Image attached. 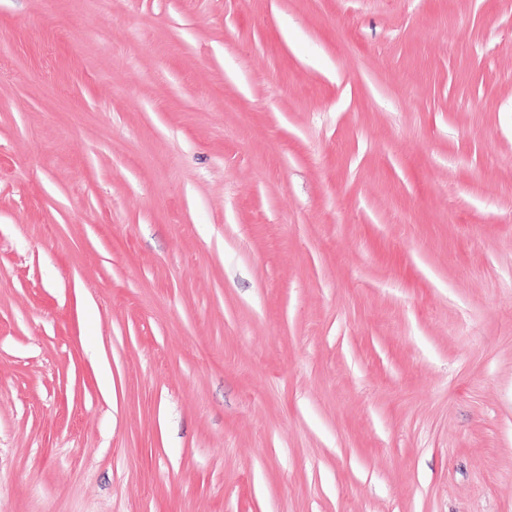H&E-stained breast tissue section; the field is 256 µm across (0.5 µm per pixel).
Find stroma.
<instances>
[{
	"mask_svg": "<svg viewBox=\"0 0 512 512\" xmlns=\"http://www.w3.org/2000/svg\"><path fill=\"white\" fill-rule=\"evenodd\" d=\"M0 512H512V0H0Z\"/></svg>",
	"mask_w": 512,
	"mask_h": 512,
	"instance_id": "35a3bbf8",
	"label": "stroma"
}]
</instances>
